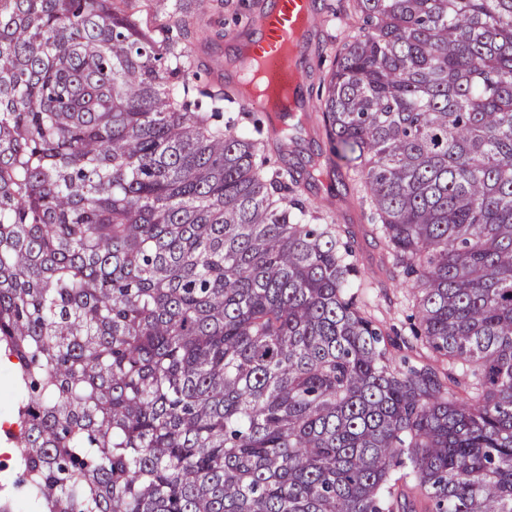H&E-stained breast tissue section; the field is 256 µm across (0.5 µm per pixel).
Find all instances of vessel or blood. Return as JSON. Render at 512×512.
<instances>
[{
	"label": "vessel or blood",
	"mask_w": 512,
	"mask_h": 512,
	"mask_svg": "<svg viewBox=\"0 0 512 512\" xmlns=\"http://www.w3.org/2000/svg\"><path fill=\"white\" fill-rule=\"evenodd\" d=\"M310 22L311 0H275L256 44L259 63L294 91L305 80L306 70L299 66L296 51Z\"/></svg>",
	"instance_id": "1"
}]
</instances>
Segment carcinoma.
Listing matches in <instances>:
<instances>
[{
    "mask_svg": "<svg viewBox=\"0 0 512 512\" xmlns=\"http://www.w3.org/2000/svg\"><path fill=\"white\" fill-rule=\"evenodd\" d=\"M320 108L390 262L190 76L183 0H0V512H512V0H352Z\"/></svg>",
    "mask_w": 512,
    "mask_h": 512,
    "instance_id": "carcinoma-1",
    "label": "carcinoma"
}]
</instances>
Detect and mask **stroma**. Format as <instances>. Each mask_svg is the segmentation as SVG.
I'll list each match as a JSON object with an SVG mask.
<instances>
[{
	"instance_id": "35a3bbf8",
	"label": "stroma",
	"mask_w": 512,
	"mask_h": 512,
	"mask_svg": "<svg viewBox=\"0 0 512 512\" xmlns=\"http://www.w3.org/2000/svg\"><path fill=\"white\" fill-rule=\"evenodd\" d=\"M254 0H226L222 9L211 11L192 25L191 30L205 47L199 52L195 71L201 87L221 91L225 82L210 70L212 61L233 58L237 52ZM336 10V24H317L304 46L309 70L304 91L315 95L321 78L328 72L336 53L358 31V21L351 16L348 0H325ZM277 129L288 139L286 152L269 146L273 161L287 160L302 173L296 197L330 216L348 230L360 269L359 281L370 303L372 315L381 322L393 342L395 359L419 364L421 357L404 328L409 312V284L401 270L387 262V246L377 236L370 220L369 206L362 201L358 184L343 188L340 184L345 169L330 149L321 112H283L275 120Z\"/></svg>"
}]
</instances>
